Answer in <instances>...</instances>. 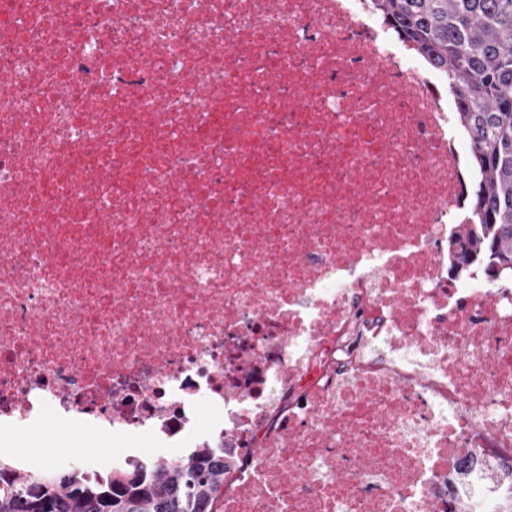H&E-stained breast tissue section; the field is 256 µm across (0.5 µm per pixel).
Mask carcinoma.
Listing matches in <instances>:
<instances>
[{
    "instance_id": "1",
    "label": "carcinoma",
    "mask_w": 512,
    "mask_h": 512,
    "mask_svg": "<svg viewBox=\"0 0 512 512\" xmlns=\"http://www.w3.org/2000/svg\"><path fill=\"white\" fill-rule=\"evenodd\" d=\"M405 42L443 73L471 133L468 216L448 239L458 276L512 280V0H374ZM227 467L209 448L102 476L76 466L0 467V512H217Z\"/></svg>"
}]
</instances>
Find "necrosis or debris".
I'll list each match as a JSON object with an SVG mask.
<instances>
[{"label": "necrosis or debris", "instance_id": "4bbe7bcc", "mask_svg": "<svg viewBox=\"0 0 512 512\" xmlns=\"http://www.w3.org/2000/svg\"><path fill=\"white\" fill-rule=\"evenodd\" d=\"M440 84L370 0H0V431L214 449L218 512H505Z\"/></svg>", "mask_w": 512, "mask_h": 512}]
</instances>
